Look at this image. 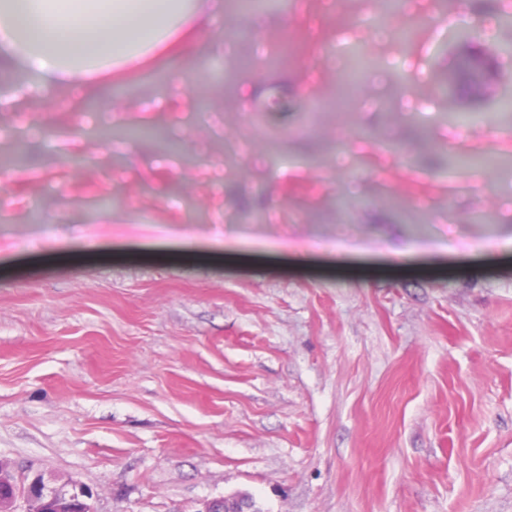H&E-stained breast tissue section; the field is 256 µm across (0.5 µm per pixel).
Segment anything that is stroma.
<instances>
[{"mask_svg":"<svg viewBox=\"0 0 512 512\" xmlns=\"http://www.w3.org/2000/svg\"><path fill=\"white\" fill-rule=\"evenodd\" d=\"M485 4L408 0L407 50L361 27L378 0L256 19L223 6L115 98L0 78V161L19 150L15 113L42 131L0 182V460L18 479L82 483L94 512L238 493L262 512H512V114L462 137L439 120L512 90V65L468 103L443 88L450 33L512 40ZM355 43L372 67L339 111ZM283 92L287 110L266 111ZM91 98L181 155L91 139L75 121ZM451 151L501 164L426 166ZM339 188L364 208L337 212ZM102 194L114 220L97 217ZM254 201L266 222L243 212ZM231 236L232 259L200 261ZM394 249L407 266L381 271Z\"/></svg>","mask_w":512,"mask_h":512,"instance_id":"1","label":"stroma"}]
</instances>
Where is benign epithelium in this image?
I'll return each instance as SVG.
<instances>
[{
    "label": "benign epithelium",
    "mask_w": 512,
    "mask_h": 512,
    "mask_svg": "<svg viewBox=\"0 0 512 512\" xmlns=\"http://www.w3.org/2000/svg\"><path fill=\"white\" fill-rule=\"evenodd\" d=\"M89 490L82 484L68 481L61 484L41 475L35 476L19 493L13 484L0 478V512H91ZM203 512H252L243 497L217 498L204 504Z\"/></svg>",
    "instance_id": "obj_1"
}]
</instances>
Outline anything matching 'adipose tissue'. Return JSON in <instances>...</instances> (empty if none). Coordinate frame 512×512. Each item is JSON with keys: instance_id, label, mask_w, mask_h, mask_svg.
<instances>
[{"instance_id": "obj_1", "label": "adipose tissue", "mask_w": 512, "mask_h": 512, "mask_svg": "<svg viewBox=\"0 0 512 512\" xmlns=\"http://www.w3.org/2000/svg\"><path fill=\"white\" fill-rule=\"evenodd\" d=\"M214 0H0V72L26 67L44 87L125 78V65L184 55L213 16Z\"/></svg>"}]
</instances>
